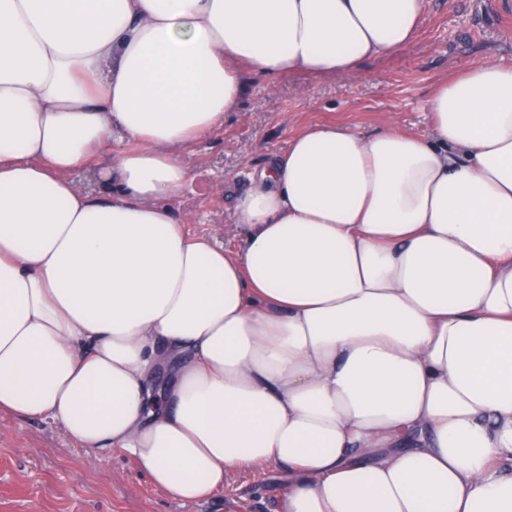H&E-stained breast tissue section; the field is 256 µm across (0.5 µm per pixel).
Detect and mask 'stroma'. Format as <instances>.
<instances>
[{
	"label": "stroma",
	"mask_w": 512,
	"mask_h": 512,
	"mask_svg": "<svg viewBox=\"0 0 512 512\" xmlns=\"http://www.w3.org/2000/svg\"><path fill=\"white\" fill-rule=\"evenodd\" d=\"M512 61V0H428L417 39L364 62L352 77L287 74L275 87L246 76L240 108L183 157L191 179L171 205L188 236L227 248L250 173L294 130L335 123L364 134L393 124L427 136L435 84L479 62ZM286 471L240 469L199 501L157 489L124 450L96 452L49 418L0 411V512H281Z\"/></svg>",
	"instance_id": "35a3bbf8"
}]
</instances>
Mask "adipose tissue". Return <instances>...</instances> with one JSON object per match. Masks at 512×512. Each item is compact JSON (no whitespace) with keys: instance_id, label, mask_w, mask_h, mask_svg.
<instances>
[{"instance_id":"obj_1","label":"adipose tissue","mask_w":512,"mask_h":512,"mask_svg":"<svg viewBox=\"0 0 512 512\" xmlns=\"http://www.w3.org/2000/svg\"><path fill=\"white\" fill-rule=\"evenodd\" d=\"M426 0H0V409L193 501L248 466L283 512H512V64L432 132L295 131L229 250L170 206L243 77L351 76Z\"/></svg>"}]
</instances>
